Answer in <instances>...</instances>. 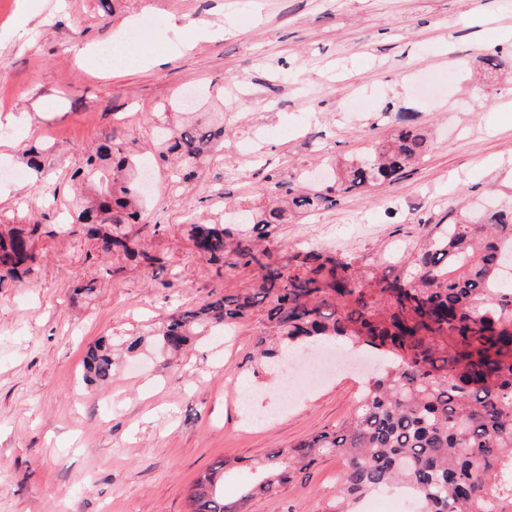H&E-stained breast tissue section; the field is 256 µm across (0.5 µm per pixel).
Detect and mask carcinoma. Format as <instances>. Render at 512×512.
Listing matches in <instances>:
<instances>
[{"label": "carcinoma", "instance_id": "1", "mask_svg": "<svg viewBox=\"0 0 512 512\" xmlns=\"http://www.w3.org/2000/svg\"><path fill=\"white\" fill-rule=\"evenodd\" d=\"M155 150L178 160L172 188L197 174L224 142V121L194 120L158 126ZM421 133L403 127L344 164L333 184L279 198L245 211L229 224H187L198 256L218 278L229 268H256L255 285L225 293L200 307L166 317L149 342L162 353L180 352L202 327H224L263 311L275 342L258 361L279 358L302 344L341 341L378 352L384 367L365 382L347 418L289 451L266 455L260 476L224 497L233 472L218 462L191 487L190 512H245L257 496H276L315 463L319 453L343 461L337 492L357 499L394 483L420 499L425 512H512V288L497 286L512 263V211L488 210L473 221L448 211L414 255L410 279L377 277L366 284L349 261L321 250L283 262L259 242L271 241L288 214L336 205L358 189L392 181L428 151ZM141 160L121 128L101 134L96 153L80 171L88 195L72 224L118 261L149 270L162 258L145 246L164 232L141 223ZM41 224H0V288L28 277L36 263ZM112 338L91 346L86 380L105 384L113 374Z\"/></svg>", "mask_w": 512, "mask_h": 512}]
</instances>
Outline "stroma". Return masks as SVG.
Wrapping results in <instances>:
<instances>
[{
	"instance_id": "35a3bbf8",
	"label": "stroma",
	"mask_w": 512,
	"mask_h": 512,
	"mask_svg": "<svg viewBox=\"0 0 512 512\" xmlns=\"http://www.w3.org/2000/svg\"><path fill=\"white\" fill-rule=\"evenodd\" d=\"M146 13L158 25L137 61L84 68ZM186 90L223 113L224 148L184 194L153 165L144 219L167 227L151 244L166 266L112 277L111 259L59 221L71 176L117 121L152 156L156 122L165 110L180 122ZM403 122L427 135L423 159L291 218L271 244L283 258L318 248L395 277L449 208L512 206V0H121L112 17L97 0H0V165L20 172L0 181V222L43 224L34 273L0 288V512H189V487L216 462L249 480L268 452L343 420L365 372L298 385L257 364L259 313L191 337L172 365L148 347L121 357L105 385L85 380L83 359L99 338L149 334L210 292L250 286L247 269L212 277L183 234L214 222L213 187L232 211L277 184L321 188ZM33 145L47 148L38 173L23 158ZM341 469L323 457L247 512H327ZM348 512L424 510L389 487Z\"/></svg>"
}]
</instances>
